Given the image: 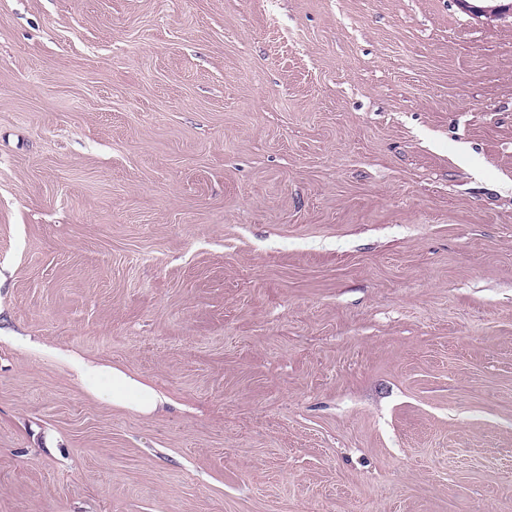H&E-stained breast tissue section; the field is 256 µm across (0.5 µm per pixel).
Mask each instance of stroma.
<instances>
[{
    "mask_svg": "<svg viewBox=\"0 0 512 512\" xmlns=\"http://www.w3.org/2000/svg\"><path fill=\"white\" fill-rule=\"evenodd\" d=\"M0 512H512V14L0 0ZM71 376L95 398L114 407L149 416L169 399L127 369L61 353Z\"/></svg>",
    "mask_w": 512,
    "mask_h": 512,
    "instance_id": "1",
    "label": "stroma"
}]
</instances>
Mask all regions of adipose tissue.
Returning a JSON list of instances; mask_svg holds the SVG:
<instances>
[{"mask_svg": "<svg viewBox=\"0 0 512 512\" xmlns=\"http://www.w3.org/2000/svg\"><path fill=\"white\" fill-rule=\"evenodd\" d=\"M62 360L85 391L112 406L149 416L166 401L163 394L127 369L72 353L63 354Z\"/></svg>", "mask_w": 512, "mask_h": 512, "instance_id": "ef3b65f1", "label": "adipose tissue"}]
</instances>
